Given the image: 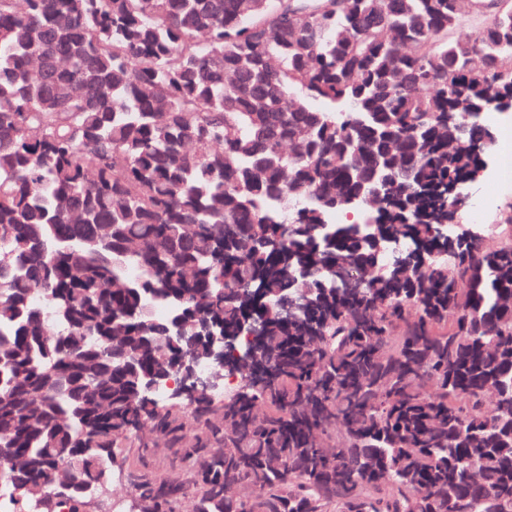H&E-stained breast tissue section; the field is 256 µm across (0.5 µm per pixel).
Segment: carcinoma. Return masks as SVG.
Segmentation results:
<instances>
[{"label":"carcinoma","mask_w":512,"mask_h":512,"mask_svg":"<svg viewBox=\"0 0 512 512\" xmlns=\"http://www.w3.org/2000/svg\"><path fill=\"white\" fill-rule=\"evenodd\" d=\"M494 99L512 13L462 0H0L12 512H512V214L448 226ZM256 320L232 396L144 390Z\"/></svg>","instance_id":"1"}]
</instances>
